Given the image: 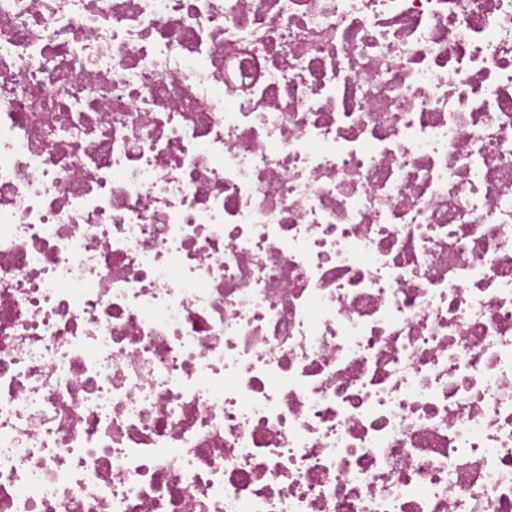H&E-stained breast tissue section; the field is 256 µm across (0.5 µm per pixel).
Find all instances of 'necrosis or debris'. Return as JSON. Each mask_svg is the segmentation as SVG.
Here are the masks:
<instances>
[{
    "label": "necrosis or debris",
    "instance_id": "1",
    "mask_svg": "<svg viewBox=\"0 0 512 512\" xmlns=\"http://www.w3.org/2000/svg\"><path fill=\"white\" fill-rule=\"evenodd\" d=\"M0 512H512V0H0Z\"/></svg>",
    "mask_w": 512,
    "mask_h": 512
}]
</instances>
